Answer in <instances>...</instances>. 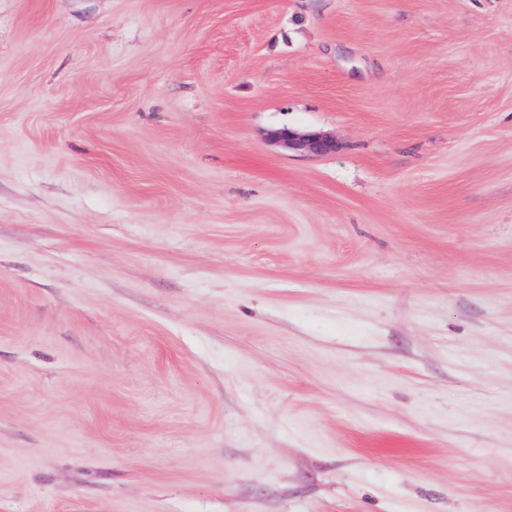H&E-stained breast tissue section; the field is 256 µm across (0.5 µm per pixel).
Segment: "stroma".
Returning a JSON list of instances; mask_svg holds the SVG:
<instances>
[{"mask_svg":"<svg viewBox=\"0 0 512 512\" xmlns=\"http://www.w3.org/2000/svg\"><path fill=\"white\" fill-rule=\"evenodd\" d=\"M0 512H512V0H0ZM273 140L288 151L309 156H325L336 151V140L324 132H303L282 128L273 133Z\"/></svg>","mask_w":512,"mask_h":512,"instance_id":"obj_1","label":"stroma"}]
</instances>
